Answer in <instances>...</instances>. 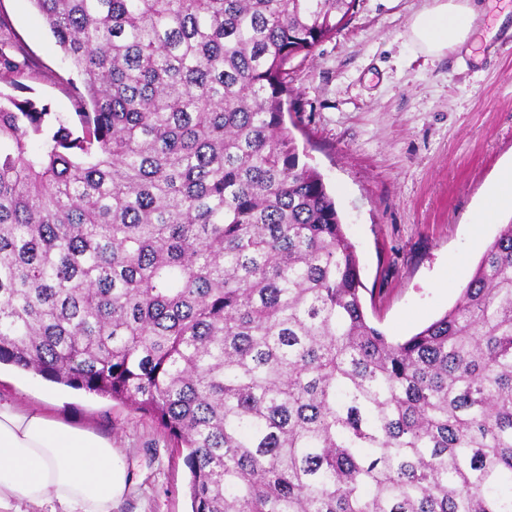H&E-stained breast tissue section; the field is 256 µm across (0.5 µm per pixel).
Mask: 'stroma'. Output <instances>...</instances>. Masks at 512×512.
<instances>
[{"label":"stroma","instance_id":"stroma-1","mask_svg":"<svg viewBox=\"0 0 512 512\" xmlns=\"http://www.w3.org/2000/svg\"><path fill=\"white\" fill-rule=\"evenodd\" d=\"M432 3L356 0L335 37L290 64L285 120L356 246L369 319L396 339L455 304L512 220L472 226L512 166V0H482L466 44L438 56L408 37ZM0 50L35 99L73 112L76 73L31 0H0ZM0 400L111 438L130 480L112 512H189L186 452L152 418L10 365Z\"/></svg>","mask_w":512,"mask_h":512}]
</instances>
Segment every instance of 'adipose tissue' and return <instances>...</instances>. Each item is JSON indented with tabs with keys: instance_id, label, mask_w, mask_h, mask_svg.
I'll return each instance as SVG.
<instances>
[{
	"instance_id": "adipose-tissue-1",
	"label": "adipose tissue",
	"mask_w": 512,
	"mask_h": 512,
	"mask_svg": "<svg viewBox=\"0 0 512 512\" xmlns=\"http://www.w3.org/2000/svg\"><path fill=\"white\" fill-rule=\"evenodd\" d=\"M477 18L468 0H435L415 15L410 40L429 55L464 44ZM128 472L111 441L0 403V512L51 503L50 512H112Z\"/></svg>"
}]
</instances>
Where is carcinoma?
I'll return each instance as SVG.
<instances>
[{"label":"carcinoma","instance_id":"cac0c4a2","mask_svg":"<svg viewBox=\"0 0 512 512\" xmlns=\"http://www.w3.org/2000/svg\"><path fill=\"white\" fill-rule=\"evenodd\" d=\"M31 2L78 112L0 54V364L154 417L191 512H512V220L395 340L284 121L356 0Z\"/></svg>","mask_w":512,"mask_h":512}]
</instances>
